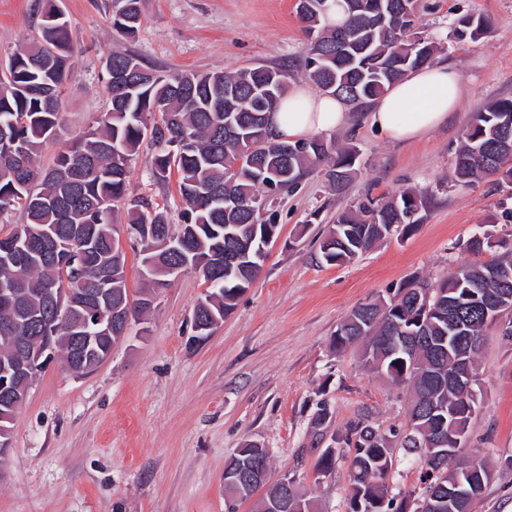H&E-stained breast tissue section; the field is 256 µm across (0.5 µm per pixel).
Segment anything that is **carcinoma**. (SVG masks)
I'll use <instances>...</instances> for the list:
<instances>
[{
  "label": "carcinoma",
  "mask_w": 512,
  "mask_h": 512,
  "mask_svg": "<svg viewBox=\"0 0 512 512\" xmlns=\"http://www.w3.org/2000/svg\"><path fill=\"white\" fill-rule=\"evenodd\" d=\"M54 0H42L38 36L9 58L0 74V215L18 213L19 224H8L0 236V287L15 289L17 306L0 308V327L16 322L19 335L38 336V317L51 313L46 292L51 288H110L112 303L95 308L109 320L118 309L137 324L145 323L148 304L166 284L144 278L145 287L132 294L127 281V253L116 241L121 233L141 244L139 261L188 264L198 273L205 292L195 309L208 324H218L259 273L249 262L229 275L216 274L202 261L215 244L226 250L256 248L257 209L269 208L273 197L289 190L309 171L326 165L336 193L345 191L355 171L357 151L332 138L315 135L282 142L259 120L276 111L286 91L288 70L257 65L236 72L172 73L161 75L134 55L114 51L105 66L138 69L120 87L108 86L110 108L82 134L65 142L52 164L39 167L38 158L62 125L60 94L71 53L65 18L51 19ZM301 21L306 42L303 65L309 79L325 94L340 97L359 109L385 93L417 67L432 62L441 50L416 31L419 0H305ZM141 23L140 0H115L112 27L125 35ZM487 21L467 15L454 22L453 38L462 41L484 35ZM154 146L148 163L161 183L176 174L184 204L183 224L172 231L168 211L130 191L128 174L143 144ZM512 145V99L487 104L471 114L456 150L454 186L467 189L499 175L512 182L505 145ZM425 200L406 189L388 200L366 196L338 214L319 245V260L327 265L353 261L377 242L396 232L406 234L422 221ZM123 210L127 225L114 222ZM190 235L191 253L178 255L158 249V232ZM471 238L474 254L499 250L486 260L463 264L435 284L420 278L401 283L392 296L353 308L339 323L333 347L342 353L357 348L365 366L395 386L409 389L406 429L400 447L423 460L425 484L415 512H433L425 499L448 497L459 474L452 459L433 446V410L454 406L455 432L467 436L476 401L474 395L448 382L459 351L448 345L436 349L424 343L406 354L391 341L404 327L440 341L448 335V319L462 317L479 332L493 326L484 320L480 301L465 290L494 295L512 294V247ZM72 324L58 326V350L71 351ZM15 347L0 330V363L35 351ZM28 387L17 380L0 391V431L10 429ZM337 447L321 450L315 472L326 477L345 462L349 470L348 512H405V501L394 503L382 467L394 462L392 441L369 416L350 424ZM266 474L252 485L253 468ZM228 512L236 502L255 499L254 512H316L315 500L296 488L284 490L273 478L268 449L245 442L224 466Z\"/></svg>",
  "instance_id": "carcinoma-1"
}]
</instances>
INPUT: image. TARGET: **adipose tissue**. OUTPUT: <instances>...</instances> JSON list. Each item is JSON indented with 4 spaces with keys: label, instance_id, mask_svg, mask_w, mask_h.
I'll list each match as a JSON object with an SVG mask.
<instances>
[{
    "label": "adipose tissue",
    "instance_id": "ef3b65f1",
    "mask_svg": "<svg viewBox=\"0 0 512 512\" xmlns=\"http://www.w3.org/2000/svg\"><path fill=\"white\" fill-rule=\"evenodd\" d=\"M463 96L459 72L448 65L422 67L374 99L370 126L396 143L416 141L456 113ZM347 121L337 98L295 86L283 96L272 114V129L280 138L297 140L334 131Z\"/></svg>",
    "mask_w": 512,
    "mask_h": 512
}]
</instances>
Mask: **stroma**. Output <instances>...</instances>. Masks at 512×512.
<instances>
[{
  "instance_id": "1",
  "label": "stroma",
  "mask_w": 512,
  "mask_h": 512,
  "mask_svg": "<svg viewBox=\"0 0 512 512\" xmlns=\"http://www.w3.org/2000/svg\"><path fill=\"white\" fill-rule=\"evenodd\" d=\"M56 4L73 46L61 96L68 138L107 110L104 65L116 50L184 73L283 66L289 85L308 82L295 0H141L132 38L112 29V0ZM40 10L41 0H0V65L36 38ZM471 13L487 19L486 35L448 40L452 20ZM416 27L443 44L438 63L462 75L464 95L448 124L400 144L372 129L366 109L350 110L332 133L359 152L347 191L336 194L319 167L276 199L279 237L269 259L212 336L192 339L205 285L189 270L163 290L147 327L131 326L94 371L76 375L58 361L44 369L11 424L0 512H227L224 465L248 440L268 448L274 475L295 477L318 512H347L348 469L316 479L321 448L363 412L383 432L403 430L408 391L369 371L356 352L336 354L337 325L411 277L435 283L473 261L474 235L512 241V184L492 176L461 190L450 182L471 114L512 99V0H420ZM128 179L180 224L175 180L156 183L142 159ZM407 188L426 202L413 232L352 262L320 263V240L340 212L364 195ZM478 369L482 398L465 454L486 461L492 476L474 512H512V468L504 465L512 456V338L489 332ZM323 406L330 422L319 436L312 419Z\"/></svg>"
}]
</instances>
